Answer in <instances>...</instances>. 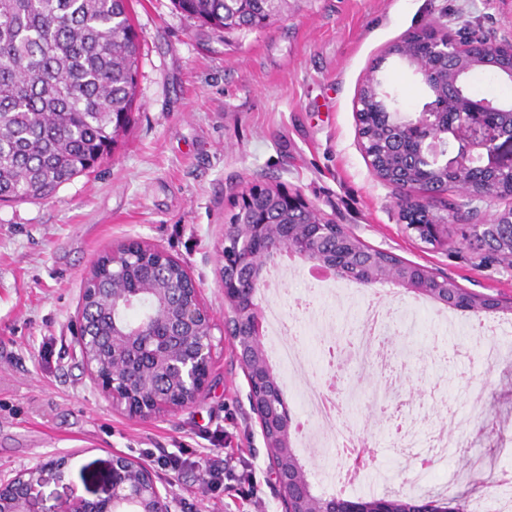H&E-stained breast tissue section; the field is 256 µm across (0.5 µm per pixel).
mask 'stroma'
<instances>
[{"label":"stroma","instance_id":"stroma-1","mask_svg":"<svg viewBox=\"0 0 512 512\" xmlns=\"http://www.w3.org/2000/svg\"><path fill=\"white\" fill-rule=\"evenodd\" d=\"M141 47L128 130L96 168L46 200L0 205V472L72 455L65 478L45 469L28 504L54 512L72 495L106 497L113 456L134 459L181 448L223 451L233 469L249 465L257 493L238 484L209 495L201 467H153L171 512H282L269 480L268 450L249 418L248 385L224 337L218 281L224 226L243 188L298 192L370 247L454 279L461 288L512 298V267L481 263L463 223L432 245L406 232L390 187L359 147L356 101L376 61L413 33L470 27L488 38L512 34V0H288L281 19L250 30H213L172 0H132ZM129 238L158 245L200 284L217 327L209 389L190 408L139 419L113 409L84 371L75 318L98 257ZM413 307V330L398 329V354L365 348L348 311H336L347 410L341 428L367 438L374 467L351 499L408 495L410 458L392 447L375 397L392 361L401 382L391 399L403 415L430 413L422 438L448 446L421 488L469 502L495 494L512 471V356L487 366L457 360L479 336L464 323L443 331L449 309L383 282L359 287Z\"/></svg>","mask_w":512,"mask_h":512}]
</instances>
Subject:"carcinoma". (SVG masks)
<instances>
[{
    "mask_svg": "<svg viewBox=\"0 0 512 512\" xmlns=\"http://www.w3.org/2000/svg\"><path fill=\"white\" fill-rule=\"evenodd\" d=\"M215 29L261 28L287 0H173ZM399 64L443 66L413 40ZM139 73L129 0H0V204L47 199L95 168L129 124ZM365 133L381 140L383 114H401L388 76L359 93Z\"/></svg>",
    "mask_w": 512,
    "mask_h": 512,
    "instance_id": "1",
    "label": "carcinoma"
}]
</instances>
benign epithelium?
Listing matches in <instances>:
<instances>
[{"label": "benign epithelium", "mask_w": 512, "mask_h": 512, "mask_svg": "<svg viewBox=\"0 0 512 512\" xmlns=\"http://www.w3.org/2000/svg\"><path fill=\"white\" fill-rule=\"evenodd\" d=\"M430 40L447 45V86L438 95H446L450 102L463 101L465 106L458 112H440L436 105L426 104L416 117L390 126V133L413 136L419 152L431 158L436 169L424 170L419 178L406 170L386 175L371 153L365 156L381 181L391 187L401 185L410 194L412 206H399L400 220L406 231L422 240L441 241L443 229L457 219L453 213L445 216L434 209L433 196L427 191L434 172L448 187L466 189L471 204L508 202L473 229L493 245L488 256L512 266V190L491 198L480 183L483 177H512V104L464 93L465 78L476 69H492L503 80L512 81V36L495 43L471 35H432ZM261 192L256 186L242 190L238 214L244 219L234 218L224 225L220 283L224 336L248 383L250 418L258 423L265 447L272 449L268 471L284 512H442L433 501L340 498L326 502L312 494L292 450L295 421L284 390L264 358L263 315L254 297L263 287L267 266L285 252L363 285L390 280L448 307L455 302L459 285L450 279L437 286L439 279L432 278L424 266L377 262L379 250L364 247L358 236L345 229L338 239L340 249L328 252L324 242L329 228L335 227L333 222L301 194L280 189L278 201L296 223L271 224L256 206ZM145 262L157 272H181L179 286L170 287L165 276L148 281L126 276L127 266ZM110 267L112 291L84 289L77 314L79 352L91 381L113 408L134 418L162 417L196 404L209 383L216 328L199 284L164 249L137 239L112 248ZM144 295L152 298L151 316L133 325L121 320ZM98 310L112 314L110 355L104 364L97 359L100 338L86 331ZM67 464L68 459L61 458L12 476L0 474V512H28L43 469L51 467L62 477ZM107 480L111 484L108 497L90 501L72 496L60 502L55 512H170L168 497L145 462L114 455Z\"/></svg>", "instance_id": "obj_1"}]
</instances>
